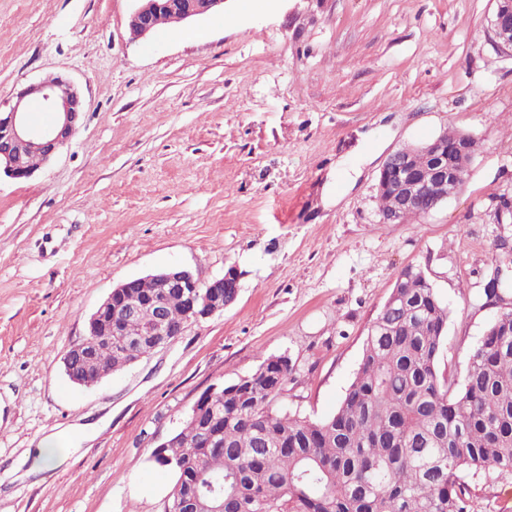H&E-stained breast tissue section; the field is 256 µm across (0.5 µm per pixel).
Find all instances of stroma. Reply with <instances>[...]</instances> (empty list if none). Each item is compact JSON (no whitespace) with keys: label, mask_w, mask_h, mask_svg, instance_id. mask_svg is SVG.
I'll return each instance as SVG.
<instances>
[{"label":"stroma","mask_w":512,"mask_h":512,"mask_svg":"<svg viewBox=\"0 0 512 512\" xmlns=\"http://www.w3.org/2000/svg\"><path fill=\"white\" fill-rule=\"evenodd\" d=\"M135 0H0V103L69 78L86 101L62 152L0 179V512H165L152 450L203 391L288 356V409L338 407L397 276L422 267L447 304L440 368L464 371L502 311L483 293L512 266V52L495 0H226L132 39ZM204 31L188 40L182 28ZM480 145L431 213L381 219L379 170L448 129ZM349 160L352 177L330 176ZM172 265L237 269L236 301L98 386L63 368L124 280ZM105 418L28 480L41 439ZM467 512H500L512 471L469 477ZM490 27L495 35L497 45L503 50L512 51V8L510 14V10L504 9V6L501 5V0H496Z\"/></svg>","instance_id":"obj_1"}]
</instances>
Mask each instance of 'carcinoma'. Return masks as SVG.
I'll return each instance as SVG.
<instances>
[{
  "instance_id": "carcinoma-1",
  "label": "carcinoma",
  "mask_w": 512,
  "mask_h": 512,
  "mask_svg": "<svg viewBox=\"0 0 512 512\" xmlns=\"http://www.w3.org/2000/svg\"><path fill=\"white\" fill-rule=\"evenodd\" d=\"M423 269L412 267L400 298L386 303L368 330L363 356L330 415L295 417L283 403L291 368L270 357L241 381L218 388L208 407L189 414L152 461L176 477L168 512L194 493L210 512H466L467 478L486 467L512 470V311L501 336L471 352L462 379L442 372L448 307ZM512 288V276L488 278L487 302ZM175 326L179 298L166 297ZM122 337L102 336L96 360L122 370ZM219 416L224 444L209 443L203 423Z\"/></svg>"
}]
</instances>
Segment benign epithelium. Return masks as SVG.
I'll use <instances>...</instances> for the list:
<instances>
[{
    "mask_svg": "<svg viewBox=\"0 0 512 512\" xmlns=\"http://www.w3.org/2000/svg\"><path fill=\"white\" fill-rule=\"evenodd\" d=\"M129 22L130 34L143 38L157 30L158 19L168 16L177 22L191 21L224 9V0H137ZM490 27L497 45L512 51V12L496 0V8ZM37 99L44 111L52 114L47 126H36L29 118L26 101ZM86 102L72 81L62 76H53L38 83L25 85L15 93V101L8 110H0V174L11 179H28L36 169L24 163L25 154L35 152L41 156V165L47 166L78 132L80 119ZM431 159L427 172L418 171L409 151L399 149L384 162L377 180V189L389 192L395 201L392 212L382 216L386 223L399 221L401 212L412 208L417 201L427 196L433 204L448 200L445 185L462 176L477 151L479 143L464 137L453 145L438 136L424 146ZM161 292L147 301L138 296L135 288L138 279L131 278L112 289V292L91 314L87 334L72 352L90 354V349L101 336L116 332L115 325L138 317L148 311L143 320L141 335L122 342L128 354L136 355L134 362L144 359L137 350L147 344L155 353L169 346L183 330H174L163 310L164 296L170 292L180 295L185 308L186 323L199 324L216 314L224 312V289L239 288L240 275L230 268L223 275L208 281L200 280L184 267H169L154 275ZM206 292H201V287ZM72 383L86 389L99 385L110 373L101 369L77 372L67 369Z\"/></svg>",
    "mask_w": 512,
    "mask_h": 512,
    "instance_id": "7a95c632",
    "label": "benign epithelium"
}]
</instances>
